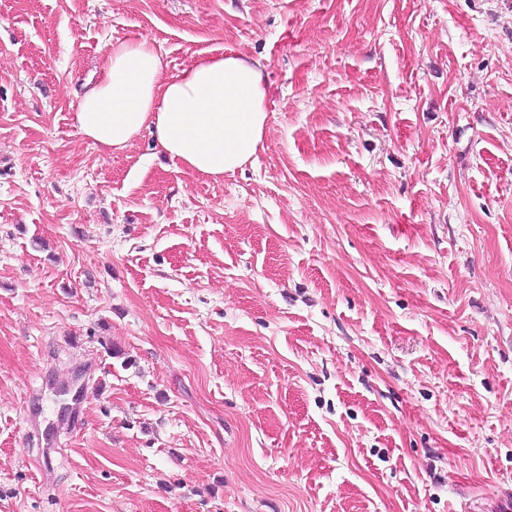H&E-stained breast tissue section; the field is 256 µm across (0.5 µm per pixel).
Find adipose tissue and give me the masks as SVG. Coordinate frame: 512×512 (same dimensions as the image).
<instances>
[{
  "label": "adipose tissue",
  "instance_id": "1",
  "mask_svg": "<svg viewBox=\"0 0 512 512\" xmlns=\"http://www.w3.org/2000/svg\"><path fill=\"white\" fill-rule=\"evenodd\" d=\"M164 68L147 40L114 44L98 80L79 97L81 133L118 152L149 131L186 169L217 181L241 168L267 127L261 60L204 54L172 79Z\"/></svg>",
  "mask_w": 512,
  "mask_h": 512
}]
</instances>
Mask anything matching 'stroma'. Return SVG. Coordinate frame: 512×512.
Segmentation results:
<instances>
[{"instance_id":"35a3bbf8","label":"stroma","mask_w":512,"mask_h":512,"mask_svg":"<svg viewBox=\"0 0 512 512\" xmlns=\"http://www.w3.org/2000/svg\"><path fill=\"white\" fill-rule=\"evenodd\" d=\"M142 39L169 78L264 64L222 182L80 133L77 90ZM504 495L512 0H0V512Z\"/></svg>"}]
</instances>
